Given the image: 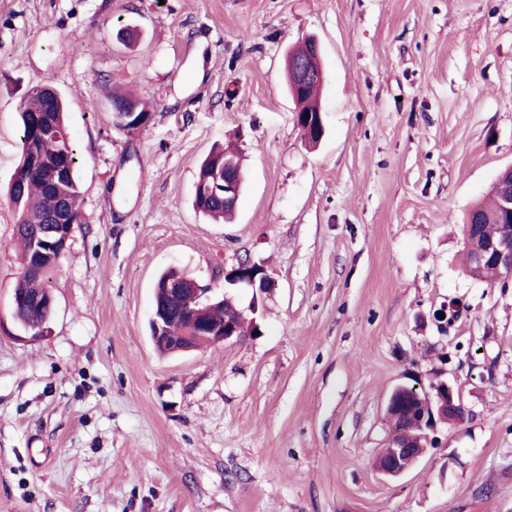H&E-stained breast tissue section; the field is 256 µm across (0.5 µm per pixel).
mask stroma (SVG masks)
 <instances>
[{
  "mask_svg": "<svg viewBox=\"0 0 512 512\" xmlns=\"http://www.w3.org/2000/svg\"><path fill=\"white\" fill-rule=\"evenodd\" d=\"M130 46L118 44L121 28ZM318 38L308 148L284 59ZM63 97L86 221L12 317L18 106ZM149 100L116 128L109 97ZM236 140L232 224L192 206ZM512 165V0H0V512H512V281L465 273L462 224ZM276 282L257 333L160 355L158 275ZM456 380L470 414L379 474L384 402ZM54 262L55 254L52 259L47 255V257L41 258V262L37 263L34 269L24 270L32 266L30 260L26 259L23 262L24 269L22 267L21 278L14 290L13 304L18 301L13 310L14 319L23 327L28 325L25 331L30 333L31 338L47 334V327L44 323H31H48L50 319L51 310H48L46 303L51 305L53 302L52 299L47 301V298L52 296L45 286V277L54 268ZM41 301H46V303L39 306ZM224 282V290L227 289L226 284L243 288L251 293L252 301L258 296L270 295L276 287L265 269L247 258L240 260L237 266L224 273Z\"/></svg>",
  "mask_w": 512,
  "mask_h": 512,
  "instance_id": "1",
  "label": "stroma"
}]
</instances>
